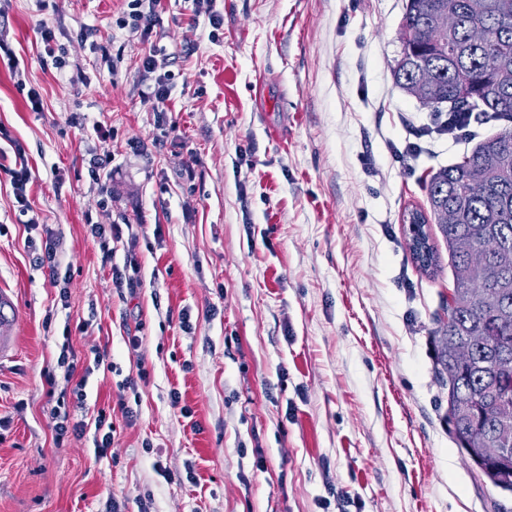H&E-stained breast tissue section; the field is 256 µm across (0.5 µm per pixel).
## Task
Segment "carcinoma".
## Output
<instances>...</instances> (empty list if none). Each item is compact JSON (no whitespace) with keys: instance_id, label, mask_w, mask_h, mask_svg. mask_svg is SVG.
<instances>
[{"instance_id":"cac0c4a2","label":"carcinoma","mask_w":512,"mask_h":512,"mask_svg":"<svg viewBox=\"0 0 512 512\" xmlns=\"http://www.w3.org/2000/svg\"><path fill=\"white\" fill-rule=\"evenodd\" d=\"M446 8L456 14L458 23L438 32L435 22ZM475 26L487 33L482 44L470 42ZM403 32L401 56L393 70L396 84L422 103H447L448 111L473 113L482 124L506 122L463 159L434 173L428 183L430 212L457 271L462 257L454 250V242L462 236L477 242L492 231L512 248V168L491 165L497 155L512 157V0H406ZM490 53L500 57L502 74H483V59ZM423 71L431 78L424 89L415 86ZM448 207L455 213L452 224L441 216ZM478 277L491 291L493 303L469 300L461 279L454 280L447 318L433 337L435 373L440 381L453 378L456 402L472 408L470 415L456 421L460 435L479 432L512 449V422L503 424L495 412L498 400H512V370L503 376L493 369L496 351L505 346L512 349V321L502 322L496 315L498 307L512 310V290L505 294L499 288L502 279H512V272L506 275L489 263ZM451 338L473 341L475 353L468 367H451Z\"/></svg>"}]
</instances>
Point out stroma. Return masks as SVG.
I'll return each instance as SVG.
<instances>
[{"mask_svg":"<svg viewBox=\"0 0 512 512\" xmlns=\"http://www.w3.org/2000/svg\"><path fill=\"white\" fill-rule=\"evenodd\" d=\"M46 3L0 0V37L24 62L0 61V288L20 311L0 363V512H108L113 498L128 512H512L445 419L431 338L448 248L428 224L439 263L423 272L404 222L428 209L430 177L501 125L425 135L433 108L393 77L405 0H161L146 37L118 26L127 0ZM47 28L63 69L42 58ZM157 44L172 75L161 109L142 95ZM17 149L35 226L8 175ZM93 224L133 225L138 244L104 264ZM132 266L138 288L114 287L113 268ZM65 341L113 365L86 385L117 432L99 460L91 437L55 436L47 392L76 385L57 364Z\"/></svg>","mask_w":512,"mask_h":512,"instance_id":"stroma-1","label":"stroma"}]
</instances>
